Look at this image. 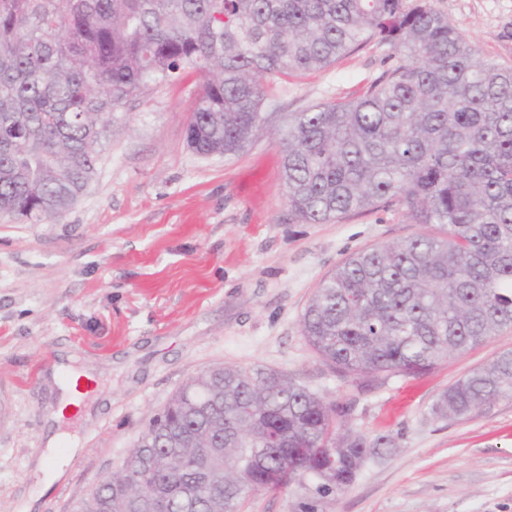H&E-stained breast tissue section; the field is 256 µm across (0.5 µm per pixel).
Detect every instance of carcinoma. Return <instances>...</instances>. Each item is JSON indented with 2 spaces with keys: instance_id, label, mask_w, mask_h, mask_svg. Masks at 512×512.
<instances>
[{
  "instance_id": "carcinoma-1",
  "label": "carcinoma",
  "mask_w": 512,
  "mask_h": 512,
  "mask_svg": "<svg viewBox=\"0 0 512 512\" xmlns=\"http://www.w3.org/2000/svg\"><path fill=\"white\" fill-rule=\"evenodd\" d=\"M370 41L392 48L385 76L284 119L288 206L302 224L396 206L432 231L341 261L301 331L346 377L426 372L512 327V67L483 59L430 0H0V216L62 217L119 108L187 66L206 74L187 146L229 159L259 132L268 78ZM500 398H512V351L450 386L433 413L462 418ZM344 415L275 371L208 368L78 512H243L306 475L317 497L341 493L395 447Z\"/></svg>"
}]
</instances>
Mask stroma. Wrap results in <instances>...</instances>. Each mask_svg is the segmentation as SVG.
<instances>
[{
    "instance_id": "35a3bbf8",
    "label": "stroma",
    "mask_w": 512,
    "mask_h": 512,
    "mask_svg": "<svg viewBox=\"0 0 512 512\" xmlns=\"http://www.w3.org/2000/svg\"><path fill=\"white\" fill-rule=\"evenodd\" d=\"M482 56L512 66V0H432ZM369 43L331 66L268 81L254 143L232 159L185 143L205 75L186 67L119 110L96 174L62 218L0 219V512H76L186 381L263 366L344 408L351 430L391 435L343 493L313 481L249 498L246 512H512V398L462 419L432 407L499 353L512 329L428 372L363 383L327 366L300 319L351 253L421 232L392 207L298 223L281 179L285 115L353 99L390 68ZM53 452L61 475L44 466Z\"/></svg>"
}]
</instances>
